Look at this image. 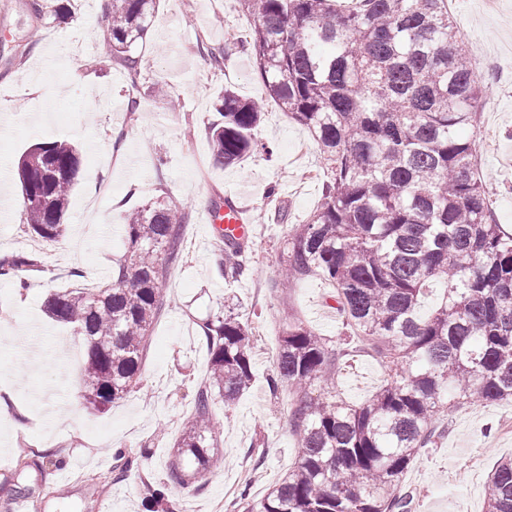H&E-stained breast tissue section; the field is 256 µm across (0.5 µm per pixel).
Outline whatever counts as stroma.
<instances>
[{"label": "stroma", "instance_id": "obj_1", "mask_svg": "<svg viewBox=\"0 0 512 512\" xmlns=\"http://www.w3.org/2000/svg\"><path fill=\"white\" fill-rule=\"evenodd\" d=\"M31 0H0V257L32 252L40 272L26 288L0 281V512L26 499L33 512H148V487L165 486L158 512H236L242 489L258 501L295 461L300 448L289 410L294 390L270 392L267 378L279 336L291 322L312 327L330 345L344 336L319 277L278 287L290 225L303 223L321 199L324 163L307 129L267 98L237 42L253 18L241 0H161L138 52V85H130L99 24V0H70L64 21H36ZM466 41L476 78L479 167L495 223L512 228V0H448ZM229 49L214 68L206 49ZM231 88L264 103L261 146L236 167L218 164L206 128L218 95ZM140 108L128 112L129 98ZM64 139L81 158L61 241L32 237L23 223L17 165L31 146ZM111 195L95 197L98 181ZM252 206L251 274L226 282L222 257L205 222L229 189ZM163 198L187 207L183 258L170 264L164 304L155 320L138 385L104 411L82 398L81 366L65 349L84 351L80 336L45 312L47 295L72 287L81 267L106 283L125 251L124 215ZM286 210L288 221L273 215ZM232 298L252 327L255 378L232 405L215 398L216 441L204 477L185 486L167 481L175 444L208 379L200 325ZM386 368L355 352L334 374L336 396L357 404L382 384ZM148 456H140V449ZM132 456L119 466L117 452ZM512 457V402L469 400L450 409L444 431L424 449L403 484L411 512H486L488 474Z\"/></svg>", "mask_w": 512, "mask_h": 512}]
</instances>
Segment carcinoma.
<instances>
[{
  "mask_svg": "<svg viewBox=\"0 0 512 512\" xmlns=\"http://www.w3.org/2000/svg\"><path fill=\"white\" fill-rule=\"evenodd\" d=\"M156 2L112 0L101 18L133 83ZM242 2L254 25L239 47L326 162L320 205L288 232L283 283L324 278L348 331L333 349L302 324L283 329L268 384L299 395L291 425L300 453L246 512H406L403 476L435 444L448 405L512 399V231L491 218L476 141L463 135L478 128L483 87L447 0ZM32 12L60 18L66 7L33 0ZM216 112L207 128L214 158L238 165L259 148L263 104L226 88ZM79 168L65 140L38 143L21 158L19 207L38 239L63 238ZM189 219L163 201L133 209L120 225L126 250L112 261L111 287L46 299L49 316L85 340L83 398L98 411L138 380L164 272L181 257ZM251 264L247 242L224 246L225 280H241ZM41 269L31 253L0 258V279L22 286L24 274ZM432 285L443 297L425 312ZM200 330L209 382L196 392L167 478L182 486L208 468L212 397L232 404L253 377L251 327L232 305ZM357 347L387 366L384 384L358 405L309 396ZM487 512H512V458L494 465Z\"/></svg>",
  "mask_w": 512,
  "mask_h": 512,
  "instance_id": "obj_1",
  "label": "carcinoma"
}]
</instances>
